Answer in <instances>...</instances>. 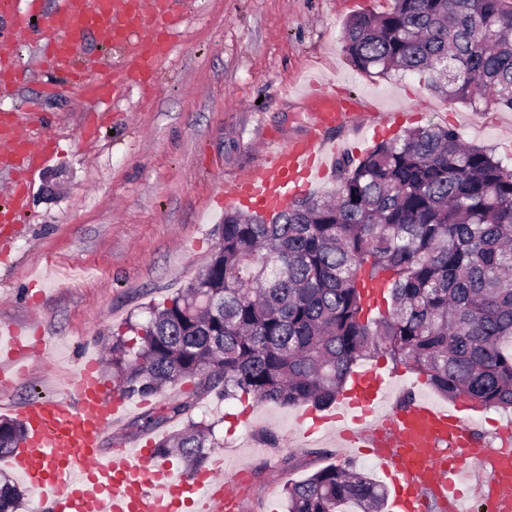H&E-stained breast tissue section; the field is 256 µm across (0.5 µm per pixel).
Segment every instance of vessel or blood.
Listing matches in <instances>:
<instances>
[{"mask_svg": "<svg viewBox=\"0 0 512 512\" xmlns=\"http://www.w3.org/2000/svg\"><path fill=\"white\" fill-rule=\"evenodd\" d=\"M61 2L50 10L45 0H0V34H38L39 64L49 91L69 90L93 106L124 85L154 81L157 62L170 52L173 0ZM91 34L117 52L120 66L113 75L90 73L83 63L82 46ZM22 75L11 52L0 51V94L13 91ZM301 104L307 137L269 148L260 171L242 170L224 193L225 205L274 211L306 193L345 150L331 128L365 110L359 101L344 106L321 84L313 85ZM20 126L12 114H0L1 168L35 165L55 149L49 140L32 143ZM44 339L34 323L0 321V382L24 376L33 342ZM388 394L383 376L363 370L352 378L335 414L313 416L309 430L332 423L350 444L375 447L378 465L394 489L393 512H423L420 489L426 485L447 496L456 512H473L472 502L483 491L494 495L497 512H512V454H494L475 443L462 406L420 400L377 417L375 408ZM120 414V403L104 398L93 360L63 390L20 407L27 434L6 464L38 490L41 512H181L185 507L224 512L223 454L193 477L162 466L143 477L141 465L151 449H102Z\"/></svg>", "mask_w": 512, "mask_h": 512, "instance_id": "1", "label": "vessel or blood"}]
</instances>
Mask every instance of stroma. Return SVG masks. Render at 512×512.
<instances>
[{
	"instance_id": "stroma-1",
	"label": "stroma",
	"mask_w": 512,
	"mask_h": 512,
	"mask_svg": "<svg viewBox=\"0 0 512 512\" xmlns=\"http://www.w3.org/2000/svg\"><path fill=\"white\" fill-rule=\"evenodd\" d=\"M392 5L177 0L173 48L152 91L130 88L96 114L77 97L44 93L35 47L7 41L28 77L14 95L0 96V111L30 115L29 135L53 137L60 150L29 173L30 193L15 223H0V238L9 243L0 257V321L38 317L47 340L27 376L0 394V418L40 393L45 376L68 377L92 356L101 361L105 388H113V335L125 333L128 321H144L149 307L166 303L204 269L213 229L224 218V188L236 171L258 167L264 150L302 132L306 71L338 99L359 97L377 112L397 113L380 133L374 116L337 129L359 154L409 129L439 125L512 164V110L475 112L434 94L427 75L372 77L349 63L341 41L347 19ZM358 366L387 378L391 403L442 401L425 376L385 356ZM186 401L188 413L143 428L149 409ZM126 407L105 447L140 448L191 419L214 423L224 479L243 512H285L284 483L329 464L351 463L382 478L372 454L346 453L332 432L307 434L299 406L227 401L179 383Z\"/></svg>"
}]
</instances>
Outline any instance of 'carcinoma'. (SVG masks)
Instances as JSON below:
<instances>
[{
    "mask_svg": "<svg viewBox=\"0 0 512 512\" xmlns=\"http://www.w3.org/2000/svg\"><path fill=\"white\" fill-rule=\"evenodd\" d=\"M366 74L428 72L430 86L475 112L512 109V0H393L343 28ZM334 192L267 220L224 213L205 269L131 335L112 337L119 398L148 400L205 376L226 400L332 405L361 359L383 353L450 399L512 409V165L428 126L336 162ZM384 307L364 313L369 282ZM191 404L149 411L154 428ZM25 437L0 421V457ZM213 425L189 420L154 442L191 474L215 447ZM288 512H383L369 474L329 464L284 485ZM23 498L0 485V512Z\"/></svg>",
    "mask_w": 512,
    "mask_h": 512,
    "instance_id": "1",
    "label": "carcinoma"
}]
</instances>
